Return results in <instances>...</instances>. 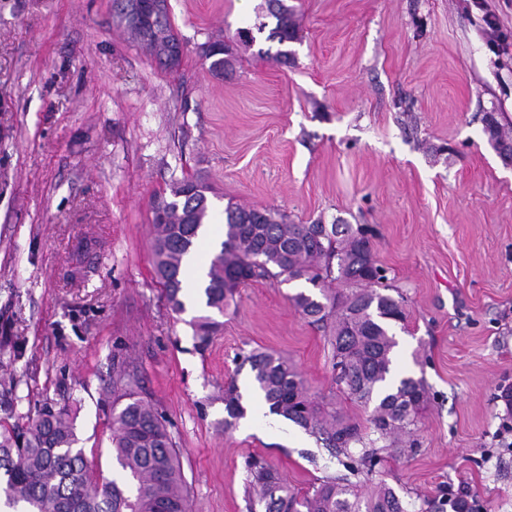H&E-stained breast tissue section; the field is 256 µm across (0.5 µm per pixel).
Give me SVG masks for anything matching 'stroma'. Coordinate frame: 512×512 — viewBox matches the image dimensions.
<instances>
[{"label": "stroma", "mask_w": 512, "mask_h": 512, "mask_svg": "<svg viewBox=\"0 0 512 512\" xmlns=\"http://www.w3.org/2000/svg\"><path fill=\"white\" fill-rule=\"evenodd\" d=\"M299 39L244 45L265 0H168L182 61L168 70L115 0H0V417L74 398L78 445L112 477V378H138L173 436L189 512H248L249 457L305 489L341 472L291 421L225 427L224 385L249 394L240 353L284 356L312 396L337 395L333 348L293 308L302 282L241 288L207 346L166 304L152 262L153 205L173 181L227 205L308 224H369L405 300L395 372L429 402L412 454L377 467L406 512L464 489L512 512V0H283ZM498 19L488 30L484 13ZM230 44L213 75L201 44Z\"/></svg>", "instance_id": "stroma-1"}]
</instances>
